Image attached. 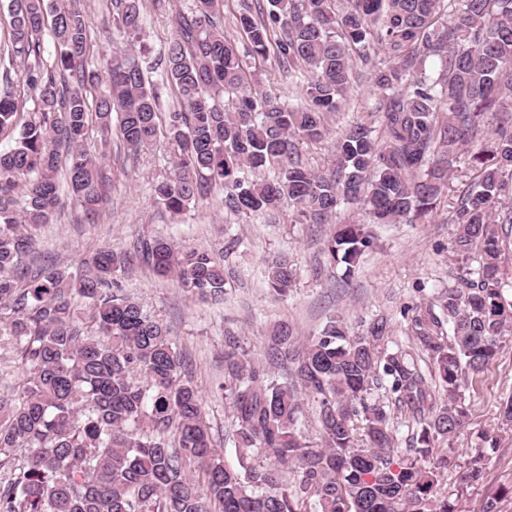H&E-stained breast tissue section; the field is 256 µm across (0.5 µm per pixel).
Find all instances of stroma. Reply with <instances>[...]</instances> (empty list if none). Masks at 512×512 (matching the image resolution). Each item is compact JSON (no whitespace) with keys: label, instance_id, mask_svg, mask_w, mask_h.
<instances>
[{"label":"stroma","instance_id":"obj_1","mask_svg":"<svg viewBox=\"0 0 512 512\" xmlns=\"http://www.w3.org/2000/svg\"><path fill=\"white\" fill-rule=\"evenodd\" d=\"M191 0H162L148 5L142 41L159 50L173 37L179 14L188 12ZM92 41L90 69L104 72L113 52L125 48L127 40L112 25L110 0H82ZM375 98L368 82L355 87L329 122L324 139L305 145L303 161L318 171L331 168L333 144L344 128L364 118ZM84 149L103 156L109 176L106 204L96 222H87L79 203L62 192L61 204L51 223L32 229L40 260L46 265L71 271L93 252L112 247L132 251L134 243L147 235H158L178 245H201L224 259L233 276L223 302H202L192 297L178 279H160L136 266L117 281L122 293L139 302L170 331L179 350L192 361L193 384L200 391L206 421L216 447L222 448L227 464H234L236 451L225 443L230 418L223 399L217 396L224 382V330L238 331L243 347L262 359L266 333L274 323H290L300 340H307L322 326L326 316L343 313L351 333L362 332L377 313L391 319V339L400 349H410L407 323L400 315L404 303L417 298L435 299L452 284L458 263L451 253L454 226L450 203L471 181L466 153H459L448 179L447 205L441 206L426 224H386L377 228L378 240L362 257L358 267H325L313 275L326 224H297L290 206L279 217L225 213L219 193L171 215L157 204L154 187L171 168L167 145L128 156L119 138L104 140L97 123H90ZM288 253L297 269L296 285L288 297L274 299L264 281L268 260ZM469 425L452 441L456 467L445 471L441 486L447 492L458 487L457 466L465 462L480 442L481 434L496 437L497 446L486 456L481 485L461 494L460 512H481L487 493L499 495L500 512H512V430L502 429L499 405L512 395V345L484 372L470 379L464 392Z\"/></svg>","mask_w":512,"mask_h":512}]
</instances>
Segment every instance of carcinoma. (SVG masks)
Masks as SVG:
<instances>
[{
  "instance_id": "cac0c4a2",
  "label": "carcinoma",
  "mask_w": 512,
  "mask_h": 512,
  "mask_svg": "<svg viewBox=\"0 0 512 512\" xmlns=\"http://www.w3.org/2000/svg\"><path fill=\"white\" fill-rule=\"evenodd\" d=\"M80 3L11 0L0 40V62L21 61L38 106L22 120L4 70L0 135L17 137L0 151V343L12 345L27 376L15 395L0 397V462L22 452L0 479V512H459L458 497L484 479L486 449H475L453 495L440 475L455 464L454 449L435 450L465 427L468 379L512 339V297L503 288L512 236V107H504L512 0H241L242 46L224 35V0H193L155 57L116 52L103 89L87 68ZM144 16L145 0H112V24L133 42ZM47 24L58 47L50 70L39 42ZM270 55L303 82L296 101L252 90L251 62ZM360 64L369 68L377 125L350 124L336 140L333 173L323 175L302 161V149L324 137ZM148 69L180 94L167 122L178 153L154 188L172 214L218 190L233 214H274L288 200L294 223L329 224L342 204L359 203L373 224H416L441 206L454 155L470 148L475 177L453 206L452 254L462 272L438 304L422 298L400 308L428 369L389 347L384 315L352 336L331 314L302 346L277 322L262 363L227 329L226 440L237 456L228 465L167 328L113 291L115 277L137 264L177 278L200 300L221 298L225 268L209 249L149 237L129 253L100 250L74 273L25 267L26 225L50 223L59 174L87 218L99 213L105 175L82 148L90 116L105 132L117 121L134 153L156 144L160 101ZM373 244L367 225L342 224L323 253L350 272ZM264 278L284 298L296 268L277 256ZM77 297L91 302L84 318ZM85 318L104 340L85 335ZM304 395L316 406V448L298 429ZM401 421L413 428L405 448L395 436Z\"/></svg>"
}]
</instances>
